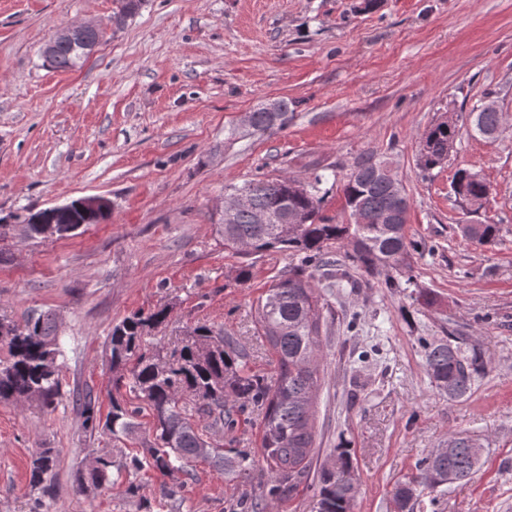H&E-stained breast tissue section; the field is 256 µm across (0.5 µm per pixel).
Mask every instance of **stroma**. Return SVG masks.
Listing matches in <instances>:
<instances>
[{
	"label": "stroma",
	"mask_w": 512,
	"mask_h": 512,
	"mask_svg": "<svg viewBox=\"0 0 512 512\" xmlns=\"http://www.w3.org/2000/svg\"><path fill=\"white\" fill-rule=\"evenodd\" d=\"M143 0L120 30L116 0H0V315L49 312L67 347L62 395L51 407L0 402V512H239L257 476L229 480L207 463L161 476L151 469L77 492L78 470L111 436L86 432L73 398L92 390L101 412L127 388L105 358L113 327L168 306L150 343L173 348L190 327L223 330L272 372L250 309L290 252L247 257L216 233L226 187L288 175L311 180L368 152L391 158L410 199L409 232L425 242L400 287L362 278L328 300L312 471L340 445L358 483L353 512H393L397 482L425 456L465 434L481 456L471 479L424 493L420 512H512V0ZM103 24L78 67L52 69L41 49L60 28ZM286 100L292 117L270 133L241 114ZM506 115L497 139L470 131L473 106ZM461 129L450 160L424 173L420 138L444 113ZM477 172L491 195L472 212L456 202V169ZM102 195L103 224L66 238L30 239L21 216ZM496 224L495 246L476 245L462 223ZM250 264L246 284L235 281ZM436 297L417 302L419 290ZM460 337L486 373L463 397L432 384L420 338ZM52 448L50 495L30 490L35 449ZM185 483L180 500L162 484Z\"/></svg>",
	"instance_id": "1"
}]
</instances>
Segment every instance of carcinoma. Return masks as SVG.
I'll return each instance as SVG.
<instances>
[{"mask_svg": "<svg viewBox=\"0 0 512 512\" xmlns=\"http://www.w3.org/2000/svg\"><path fill=\"white\" fill-rule=\"evenodd\" d=\"M85 52L70 44L56 46L50 65L71 70ZM252 128L274 132L288 124V104L280 101L274 112L261 106L251 112ZM476 133L501 131L499 113L476 108L470 112ZM457 125L440 120L422 135L417 165L430 172L448 160V143L455 142ZM391 162L374 153L359 158L341 184L344 211L348 215L376 214L395 210L409 213L406 193H398L393 181L379 169ZM328 176L317 173L303 189L281 178H255L242 185L251 205L217 225L224 238V250L248 254L290 251L299 264L281 272L258 301L254 322L262 342L275 356L270 376L249 367L250 354L223 332L208 325H197L179 338L172 350L147 349L144 337L166 326L169 309L159 307L148 314L134 313L112 329L106 355L110 367L119 373L129 392L144 401L152 413V439L137 453L115 457L112 450L95 452L89 468L92 484L110 482L112 472L136 474L148 467L165 476L185 471L201 460L227 478H237L252 469L253 457L246 449L229 456L214 444L211 431L232 433L241 417L261 419V453L266 462L267 480L259 496L242 500L243 512H263L268 502L293 496L307 482L315 455L314 400L321 381L323 358L320 309L324 307L316 272L332 265L333 249L344 250L345 258L369 278H384L388 288L400 287L396 275L407 266L416 243L408 235V224H355L336 222L322 214L321 188ZM453 195L474 207L485 203L490 188L476 172L459 169L451 182ZM289 210L299 218L297 224L280 221ZM272 218L258 224L257 213ZM110 217V207L82 213L76 209L50 213L54 227L26 224L29 238H54L76 229L79 224H99ZM461 232L468 240L487 246L495 242L496 224H464ZM0 344L8 348V358L0 361V401L32 400L52 406L61 396L63 343L54 319L48 315L27 317L23 323L0 318ZM422 351L431 381L450 399L460 398L471 389L486 363L477 351L466 352L445 340H423ZM84 428L107 430L120 440L132 435L138 423V407L125 400L112 399L111 410L103 416L93 393L77 399ZM479 463L468 437L448 439L443 453L424 457L418 474L397 484L393 493L396 512H414L421 489L449 486L470 478ZM56 466L52 448H41L29 461V484L46 489L47 476ZM353 459L348 448L336 449L331 465L319 472L313 486L315 512H351L358 492L351 474Z\"/></svg>", "mask_w": 512, "mask_h": 512, "instance_id": "obj_1", "label": "carcinoma"}]
</instances>
